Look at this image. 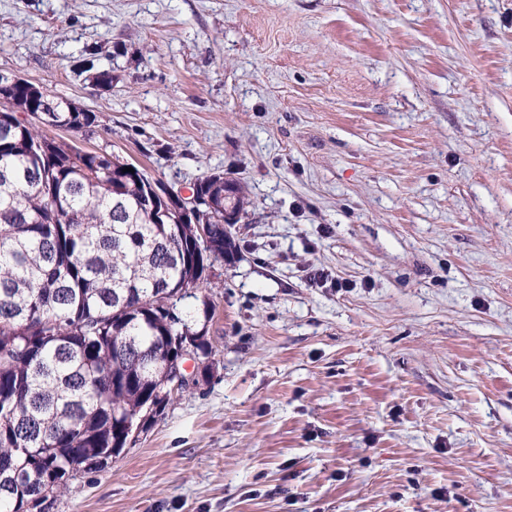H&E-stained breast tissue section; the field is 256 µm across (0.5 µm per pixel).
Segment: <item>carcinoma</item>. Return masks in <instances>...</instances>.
<instances>
[{"instance_id": "obj_1", "label": "carcinoma", "mask_w": 512, "mask_h": 512, "mask_svg": "<svg viewBox=\"0 0 512 512\" xmlns=\"http://www.w3.org/2000/svg\"><path fill=\"white\" fill-rule=\"evenodd\" d=\"M99 46L73 61L79 75L112 86ZM17 107L51 115L50 126L91 137L99 116L19 84ZM133 171L126 172L124 168ZM159 183L104 148L82 150L0 112V512H49L72 489L75 458L87 470L123 452L129 426L147 432L172 400L154 362L166 348L206 362L211 308L185 311L212 262L238 254L224 209L249 204L239 182L203 176L193 185L214 204L204 245L193 221L156 224Z\"/></svg>"}]
</instances>
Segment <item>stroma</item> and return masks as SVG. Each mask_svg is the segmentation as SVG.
<instances>
[{"instance_id":"35a3bbf8","label":"stroma","mask_w":512,"mask_h":512,"mask_svg":"<svg viewBox=\"0 0 512 512\" xmlns=\"http://www.w3.org/2000/svg\"><path fill=\"white\" fill-rule=\"evenodd\" d=\"M0 71L253 201L203 381L51 512H512V0H0ZM102 54L100 46H87L82 54L73 61V70L84 75L86 79L88 75H94V84L100 88H108L112 85V72L110 69L98 66V61Z\"/></svg>"}]
</instances>
